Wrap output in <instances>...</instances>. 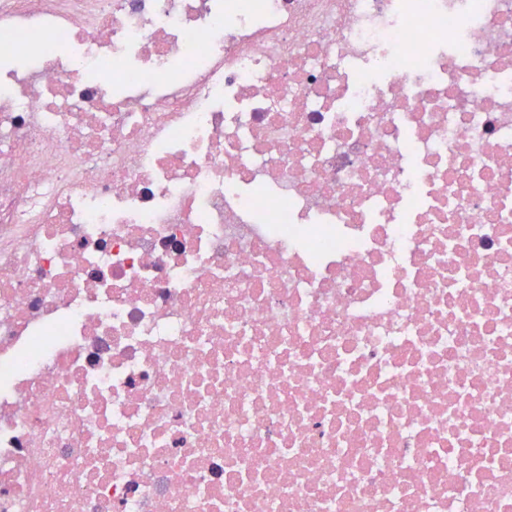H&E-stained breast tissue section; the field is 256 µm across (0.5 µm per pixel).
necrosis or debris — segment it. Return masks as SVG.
Returning <instances> with one entry per match:
<instances>
[{
    "label": "necrosis or debris",
    "mask_w": 512,
    "mask_h": 512,
    "mask_svg": "<svg viewBox=\"0 0 512 512\" xmlns=\"http://www.w3.org/2000/svg\"><path fill=\"white\" fill-rule=\"evenodd\" d=\"M0 31V512H512V0Z\"/></svg>",
    "instance_id": "necrosis-or-debris-1"
}]
</instances>
